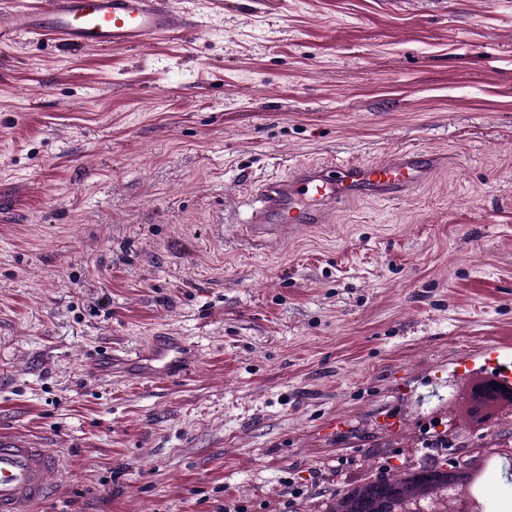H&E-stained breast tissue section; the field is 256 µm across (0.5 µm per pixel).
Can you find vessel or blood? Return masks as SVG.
I'll use <instances>...</instances> for the list:
<instances>
[{
    "instance_id": "vessel-or-blood-1",
    "label": "vessel or blood",
    "mask_w": 512,
    "mask_h": 512,
    "mask_svg": "<svg viewBox=\"0 0 512 512\" xmlns=\"http://www.w3.org/2000/svg\"><path fill=\"white\" fill-rule=\"evenodd\" d=\"M190 16L176 13L169 0H8L0 9V39L21 34L32 41L51 40L73 51L123 47L146 49L163 34L192 31ZM435 158L407 150L377 164L343 162L301 165L284 180L260 183V206L252 216L250 235L291 231L324 223L330 213L361 193L395 198L424 182ZM200 353L177 337H160L146 353L145 378L166 381L191 371ZM481 364L512 368V352L488 346L457 361L458 372ZM60 460L51 448L33 447L28 438L0 434V512H23L41 502L58 482Z\"/></svg>"
}]
</instances>
